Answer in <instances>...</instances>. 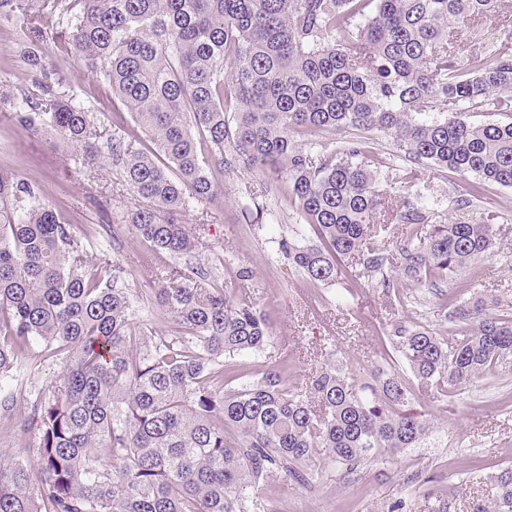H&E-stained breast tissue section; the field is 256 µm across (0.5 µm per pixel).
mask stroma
<instances>
[{
	"instance_id": "1",
	"label": "stroma",
	"mask_w": 512,
	"mask_h": 512,
	"mask_svg": "<svg viewBox=\"0 0 512 512\" xmlns=\"http://www.w3.org/2000/svg\"><path fill=\"white\" fill-rule=\"evenodd\" d=\"M501 16L495 23L475 19L459 26L456 52L466 55L477 44L512 54V41L503 35L504 20L512 21V0H504ZM22 42V22L0 19V90L12 92L44 79L59 81L67 93L88 102L96 122L111 125L112 97L81 56L60 61L47 42L33 66L21 53ZM375 142L383 160L375 185L383 211L396 210L407 195L431 221L458 218L456 199L466 184L464 177L427 168L408 192L396 191L409 167L389 136L376 134ZM75 155L73 145L52 129H23L10 119L8 108L0 107V165L38 185L94 257L120 249L129 259L124 275L129 288L149 290L154 267L141 263L143 244L119 221L129 195L119 192L111 171L84 168ZM253 202L260 204V211L250 210ZM473 213L494 228L493 254L448 279L443 296L419 287L413 291L414 303L403 306L364 282L346 278L330 287L311 288L301 275L286 273L278 242L291 237L299 221L287 201L269 192L266 179L257 173L235 169L225 177L215 201L190 203L182 220L205 226L204 242L221 246L224 263L215 269L219 282L232 283L240 266L254 272L245 289L256 308L269 315L273 335L262 350L237 356L240 381L247 384L281 356H297L310 368L322 351L333 347L338 350L337 365L364 380L379 356V336L394 322L422 326L445 339L456 328L449 318L456 305L482 297L512 306V188L486 185ZM64 367V360L38 353L25 358L18 374L24 399L47 393ZM410 386L409 409L433 425L416 447L368 459L350 478L333 467L311 484L272 492V512H389L398 501L405 504L403 512H432L441 505L447 512H471L488 478L512 465V364L476 378L445 399L432 398L418 380H411Z\"/></svg>"
}]
</instances>
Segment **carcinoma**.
<instances>
[{"label":"carcinoma","mask_w":512,"mask_h":512,"mask_svg":"<svg viewBox=\"0 0 512 512\" xmlns=\"http://www.w3.org/2000/svg\"><path fill=\"white\" fill-rule=\"evenodd\" d=\"M501 9L502 0H0V18L23 19L27 60L47 40L62 61L81 55L151 146L122 113L108 134L46 82L0 96L10 116L53 128L89 167L115 168L132 197L120 223L186 264L148 294L176 326L159 337L134 322L124 256L93 258L38 186L0 168V408L16 407L15 373L32 349L66 362L52 396L14 426L38 438V456L0 469V512H267L275 477L299 483L336 466L352 475L428 434L429 420L406 410L412 391L390 350L442 397L512 358V312L480 297L454 308L466 327L447 340L394 323L368 382L327 362L302 380L284 357L235 388L232 359L263 349L271 323L217 285L199 253L218 251L181 221L242 165L301 217L279 247L311 287L348 275L400 295L492 253V225L432 224L407 199L391 214L403 239L378 244L388 229L374 190L381 160L365 134L391 136L415 166L474 176L467 206L486 184L511 188L512 122L473 124L453 107L512 112V54L448 53L459 20L491 22ZM445 108L446 118L423 119ZM309 131L325 140L300 143ZM472 512H512V467Z\"/></svg>","instance_id":"cac0c4a2"}]
</instances>
